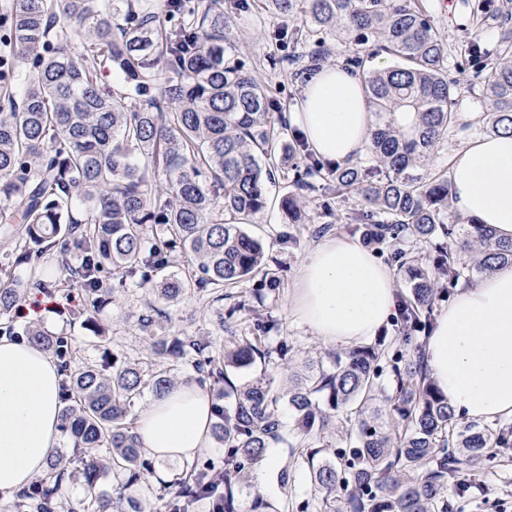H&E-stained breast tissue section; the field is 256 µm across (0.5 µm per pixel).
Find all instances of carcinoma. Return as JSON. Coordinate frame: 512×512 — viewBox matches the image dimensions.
<instances>
[{"instance_id": "obj_1", "label": "carcinoma", "mask_w": 512, "mask_h": 512, "mask_svg": "<svg viewBox=\"0 0 512 512\" xmlns=\"http://www.w3.org/2000/svg\"><path fill=\"white\" fill-rule=\"evenodd\" d=\"M490 12L471 4L477 24L498 21L495 54L479 35L467 42L494 112L486 132L512 133V0ZM283 19L271 39L299 44L310 35L356 33L357 43L380 41L396 59L373 69L357 53L346 64L360 69L374 122L366 159L325 168L311 153L283 141L285 116L272 111L269 91L241 62L226 64L230 17L226 0H9L0 28L17 57L33 71L0 69V237L12 244L13 265L0 288L1 336L15 335L11 312L44 286L40 261L72 251L68 276L83 301L68 311L72 322L93 323L112 298L105 274L122 287L132 281L168 302L224 289L264 270L263 244L245 231L267 205L266 182L292 172L295 194L281 205L288 219H305L303 193L323 181V208L355 195L360 207L350 224L373 226L390 244L404 273L398 294V345L364 346L310 355L283 392L263 375L239 381L257 365L291 369L294 347L262 337L276 328L253 317L255 335L216 351L203 336L159 335L165 311L150 305L139 317L156 368L112 361L108 371L77 361L72 341L29 326L30 341L57 360L63 373L60 428L81 449L87 488L63 507L68 466L46 463L34 486L15 496L13 512H146L136 494L151 487L155 466L145 458L131 411L150 390L159 396L177 384L168 365L184 364L214 394V441L220 460L199 458L186 476L156 495L165 512H241L244 489L267 448L284 441L282 408L295 423L288 443L292 466L280 474L283 499L254 495L251 512H309L310 500L288 498L293 470L302 469L320 512H454L452 495L470 489L466 476L491 448H512V423L462 422L428 377L424 353L403 355L429 329L439 289L470 282L512 264V241L448 210L451 182L435 165L456 126L459 81L448 78L450 46L419 0H263ZM177 19L167 28L162 17ZM81 45L83 52L73 53ZM318 52L291 59L305 78ZM117 72L115 88L100 84ZM397 112L414 113L400 125ZM154 224L161 234L149 236ZM416 252L401 247L406 236ZM181 253L194 273L184 277L173 257ZM244 301L216 315L218 325L248 316ZM387 376L391 390L383 388ZM113 490L100 488L107 476Z\"/></svg>"}]
</instances>
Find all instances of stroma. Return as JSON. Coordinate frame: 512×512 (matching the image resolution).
Here are the masks:
<instances>
[{
  "label": "stroma",
  "mask_w": 512,
  "mask_h": 512,
  "mask_svg": "<svg viewBox=\"0 0 512 512\" xmlns=\"http://www.w3.org/2000/svg\"><path fill=\"white\" fill-rule=\"evenodd\" d=\"M426 10L433 27L452 47L448 59V75L460 82V93L455 109L459 112H485L489 106L482 93L483 86L476 70L469 64L465 51L473 35H480L486 47H494L497 32L487 27L475 30L474 21L462 0H426ZM234 31L241 39L235 43L231 59L244 60L270 91L277 107L283 112L297 111L303 80L292 74L284 59L291 54L289 46L271 41V32L278 27V19L266 13L261 0H247V6L231 13ZM291 177L277 173L267 183L268 207L255 216L249 230L261 238L269 257L268 270L274 279L273 289L264 290L259 279H250L229 289L223 301L212 296L203 300H185L163 305L167 313L164 327L167 334L189 332L207 337L215 347L227 348L241 337L251 335L253 324L248 317H239L225 327H215L211 318L221 307L232 306L238 300L252 298L253 289H261L260 298H252L256 310L276 320V328L264 339L273 346L280 339H288L298 354L331 353L335 347L323 343L318 336L294 315L292 289L299 267L308 252L323 242L325 236L344 237L362 242L359 228L346 223L330 225L328 235L317 234L318 225L326 222L320 193L306 197V211L310 223L295 224L288 220L279 205L280 199L291 192ZM327 223V222H326ZM156 292L135 284L114 289L112 300L96 316L97 325L109 326L108 335H97L95 327L70 325L64 314L51 309L50 299L41 293L28 295L14 315L16 329L36 323L45 329L71 337L82 361L111 366L113 360L150 364L151 358L138 329V319L148 305L158 304ZM472 488L457 502V512H512V448H495L489 460L471 477Z\"/></svg>",
  "instance_id": "1"
}]
</instances>
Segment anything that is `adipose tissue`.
<instances>
[{"instance_id": "adipose-tissue-1", "label": "adipose tissue", "mask_w": 512, "mask_h": 512, "mask_svg": "<svg viewBox=\"0 0 512 512\" xmlns=\"http://www.w3.org/2000/svg\"><path fill=\"white\" fill-rule=\"evenodd\" d=\"M290 120L321 160L354 161L366 151L373 121L362 78L339 64L323 67L304 86ZM449 166L456 212L511 240L512 134L468 140ZM292 302L324 342L350 344L375 336L392 316L395 288L390 271L367 250L333 237L305 257ZM425 363L456 414L512 419L511 265L455 294L427 339ZM60 379L47 352L0 336V496L22 490L55 448ZM213 422L210 397L188 378L137 413L141 451L159 462L158 480L173 481L206 453Z\"/></svg>"}]
</instances>
